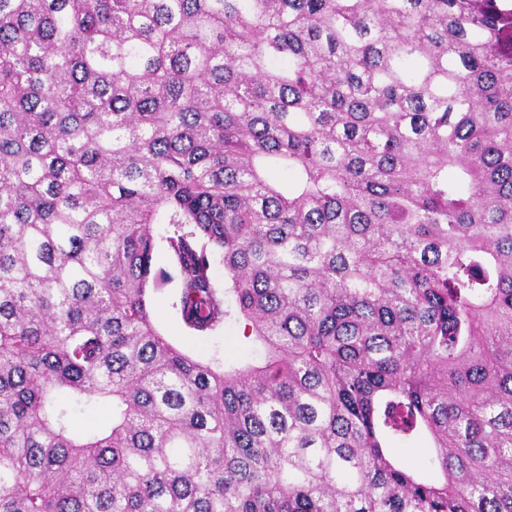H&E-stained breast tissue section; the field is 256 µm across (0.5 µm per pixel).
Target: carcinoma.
<instances>
[{
	"instance_id": "obj_1",
	"label": "carcinoma",
	"mask_w": 512,
	"mask_h": 512,
	"mask_svg": "<svg viewBox=\"0 0 512 512\" xmlns=\"http://www.w3.org/2000/svg\"><path fill=\"white\" fill-rule=\"evenodd\" d=\"M0 512H512V9L0 0ZM155 268L163 269L172 276V279L152 292L150 296L155 324L164 336L202 360L214 357L224 359L225 362L251 359L254 355L253 344L250 338L244 336V322L239 319L234 300L230 295H226L225 299L231 315L224 323V327L206 338L193 336L181 324L173 307L177 300L178 281L169 263L165 242L159 237H157ZM423 441H415L407 444H396L397 454L403 461L413 467L424 466L429 457V448Z\"/></svg>"
}]
</instances>
